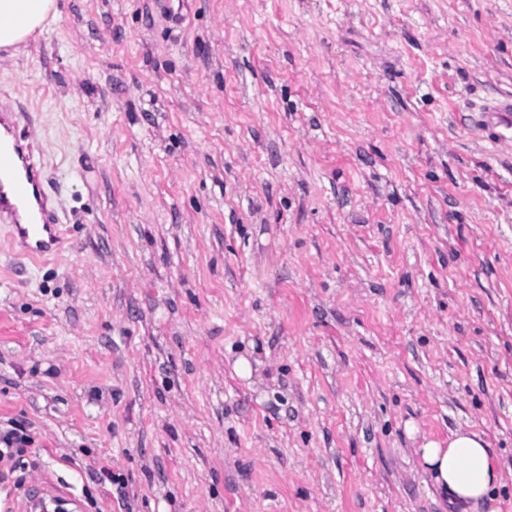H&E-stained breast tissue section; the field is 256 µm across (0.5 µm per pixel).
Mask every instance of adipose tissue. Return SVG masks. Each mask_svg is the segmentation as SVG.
Returning <instances> with one entry per match:
<instances>
[{
	"label": "adipose tissue",
	"mask_w": 512,
	"mask_h": 512,
	"mask_svg": "<svg viewBox=\"0 0 512 512\" xmlns=\"http://www.w3.org/2000/svg\"><path fill=\"white\" fill-rule=\"evenodd\" d=\"M59 19L57 0H0V49L17 52ZM416 453L450 506L471 507L503 482L483 433L459 429L447 441H424Z\"/></svg>",
	"instance_id": "obj_1"
}]
</instances>
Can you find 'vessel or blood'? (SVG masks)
<instances>
[{
	"label": "vessel or blood",
	"mask_w": 512,
	"mask_h": 512,
	"mask_svg": "<svg viewBox=\"0 0 512 512\" xmlns=\"http://www.w3.org/2000/svg\"><path fill=\"white\" fill-rule=\"evenodd\" d=\"M20 113L0 114V219L12 227L9 244L40 260L60 246L55 217L46 208L41 166L17 138Z\"/></svg>",
	"instance_id": "1"
}]
</instances>
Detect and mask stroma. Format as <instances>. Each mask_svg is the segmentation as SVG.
<instances>
[{"label": "stroma", "instance_id": "1", "mask_svg": "<svg viewBox=\"0 0 512 512\" xmlns=\"http://www.w3.org/2000/svg\"><path fill=\"white\" fill-rule=\"evenodd\" d=\"M59 2L0 60L64 238L0 222V505L450 512L470 428L512 512V0ZM29 443L27 434L19 425L0 428V477L1 480L12 474L16 468L15 458ZM416 453L436 488L448 496V504L463 506L461 512H467L503 482L501 466L481 432L457 429L447 443L426 440Z\"/></svg>", "mask_w": 512, "mask_h": 512}]
</instances>
